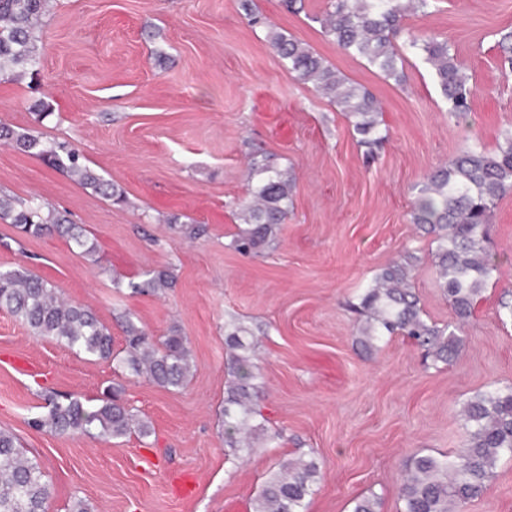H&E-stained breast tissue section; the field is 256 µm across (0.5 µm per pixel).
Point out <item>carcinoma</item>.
<instances>
[{"instance_id": "cac0c4a2", "label": "carcinoma", "mask_w": 512, "mask_h": 512, "mask_svg": "<svg viewBox=\"0 0 512 512\" xmlns=\"http://www.w3.org/2000/svg\"><path fill=\"white\" fill-rule=\"evenodd\" d=\"M50 0H0V78L14 80L39 61V32ZM431 0H328L323 28L338 47L365 59L387 78L405 80L404 54L397 40L404 20L424 12ZM242 17L251 26L266 24L254 0H239ZM273 51L288 68V74L311 83L327 96L351 123L360 143L372 148L386 135L380 130L381 107L365 88L349 81L309 46L276 28L268 27ZM407 49L419 54L433 71L448 111L460 116L471 108L470 76L446 41L411 36ZM0 142L40 157L47 165L67 173L78 184L105 197L122 200V192L82 162L72 144L45 142L31 130H16L0 124ZM293 181L286 169L271 158L254 154L249 162L247 194L238 228L230 246L248 256L269 244L288 218ZM512 191V136L494 152L478 146L431 172L421 183L413 204V222L433 236V265L444 296L458 325L473 315L486 284L500 276L499 264L488 248L487 226L496 202ZM0 218L10 221L23 234L66 238L80 253L94 257L96 245L86 230L65 215L39 203L18 202L0 195ZM419 258L411 252L400 255L383 268L351 308L364 318V343L403 336L432 364L448 363L458 353L461 338L449 327H440L423 317L414 291L413 271ZM174 279L157 271L127 287L134 294H156L171 288ZM0 309L23 321L36 336H51L71 350L110 360L114 357L112 334L96 312L63 299L51 282L23 265L0 268ZM125 357L119 364L135 376H146L162 387L183 386L191 362L182 337L172 335L160 342L127 320L123 322ZM249 329L238 325L227 333L236 381L228 391L224 422L231 423L227 443L232 448L252 450V444L236 434L253 435L258 414L259 391L251 380L252 343ZM48 412L32 419V426L55 434L86 433L100 428L119 439L132 432L151 434L150 426L134 409L114 397L95 409L84 407L71 396L50 395ZM466 428L465 448L453 454L417 455L407 465L399 496L402 512H463V507L484 492L500 462L512 460V385L478 392L462 409ZM319 474L313 460L298 458L282 464L262 486L253 512H304ZM51 492L39 464L23 453L16 436L0 429V512H48Z\"/></svg>"}]
</instances>
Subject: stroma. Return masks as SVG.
<instances>
[{"mask_svg":"<svg viewBox=\"0 0 512 512\" xmlns=\"http://www.w3.org/2000/svg\"><path fill=\"white\" fill-rule=\"evenodd\" d=\"M255 3L266 25L249 26L238 0H56L37 75L0 81V123L71 142L126 196L114 202L0 144V192L67 213L98 246L90 260L61 238L24 237L0 222V267L23 264L93 308L115 351L129 319L156 341L183 336L192 363L184 386L164 388L33 335L0 309V428L44 471L50 512H68L76 498L91 512L248 508L279 465L299 457L320 468L304 512H353L371 494L377 512H401L406 463L459 451L463 401L512 384V317L501 307L512 292V193L489 224L501 276L486 286L453 362L424 364L400 336L363 350L349 308L410 250L421 259L414 286L425 318L454 322L431 265L435 245L412 207L430 171L474 146L495 151L512 133V67L497 45L512 31V0H434L405 21L410 34L448 42L464 65L474 95L460 118L421 56L406 53L398 83L341 50L319 23L327 0H305L297 14L284 0ZM271 26L374 94L382 145H360L335 104L289 76L268 42ZM254 152L289 170L292 204L274 246L244 256L230 241ZM185 223L204 231L185 237ZM150 270L169 271L174 288L131 293L127 282ZM237 323L254 334L265 428L249 452L224 436V338ZM112 386L149 437L30 424L45 394L94 408ZM465 512H512L511 461Z\"/></svg>","mask_w":512,"mask_h":512,"instance_id":"obj_1","label":"stroma"}]
</instances>
